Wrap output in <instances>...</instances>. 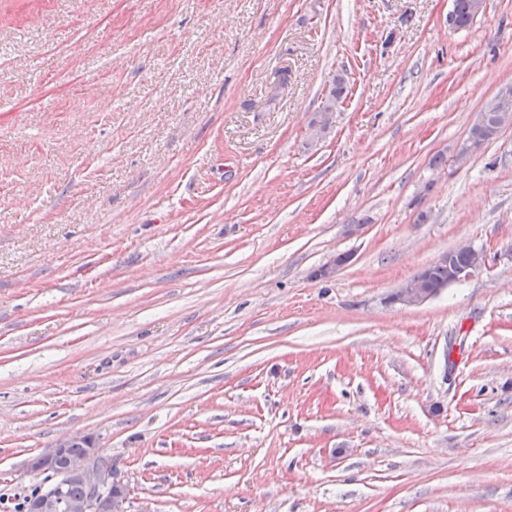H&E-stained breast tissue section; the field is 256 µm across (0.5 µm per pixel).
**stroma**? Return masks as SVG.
Here are the masks:
<instances>
[{"instance_id":"1","label":"stroma","mask_w":512,"mask_h":512,"mask_svg":"<svg viewBox=\"0 0 512 512\" xmlns=\"http://www.w3.org/2000/svg\"><path fill=\"white\" fill-rule=\"evenodd\" d=\"M451 8L0 0V512L82 435L125 512H512V0ZM476 1L478 0H453L450 23L458 29L468 27L479 14ZM500 103L495 104L490 110H488L485 114L484 122L481 126H472L469 131V139L473 144H478L480 142H484L491 138L496 131L498 130L499 124L500 129L498 132L505 126H510L512 124V117L509 113H503L500 119ZM497 132V133H498ZM496 133V134H497ZM468 140V145L465 149H462L460 157H466L469 152H472L471 148L477 147L471 145V141ZM454 252L457 254L452 256V262L458 265L467 262V256L461 253L470 254L472 259L469 265L465 267L451 265L448 262L449 251L442 253L438 256L436 261L423 272L427 288L423 287V280L421 278L409 279L390 297V301L408 306L422 304L436 296V292L431 288L442 287L443 290L449 285L465 281L478 273L484 265L482 254L471 246H459Z\"/></svg>"}]
</instances>
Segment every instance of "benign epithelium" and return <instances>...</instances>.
<instances>
[{"label":"benign epithelium","mask_w":512,"mask_h":512,"mask_svg":"<svg viewBox=\"0 0 512 512\" xmlns=\"http://www.w3.org/2000/svg\"><path fill=\"white\" fill-rule=\"evenodd\" d=\"M455 252L469 254L472 259L469 265L456 267L448 263V253L438 256V262L448 264L450 285L471 278L484 265L482 254L471 246H459ZM434 296L436 292L423 287V280L416 278L407 280L390 301L413 306ZM76 443L84 444L80 454L71 452ZM30 466L34 471L49 474V480L30 498L28 512H121L126 489L116 479L93 437L85 435L58 442L33 458ZM72 483L84 488L83 497L66 496V489Z\"/></svg>","instance_id":"benign-epithelium-1"}]
</instances>
